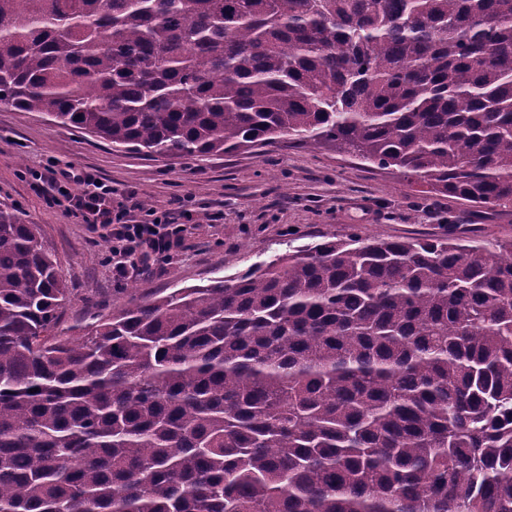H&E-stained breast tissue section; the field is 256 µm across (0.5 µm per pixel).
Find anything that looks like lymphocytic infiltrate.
I'll use <instances>...</instances> for the list:
<instances>
[{
	"mask_svg": "<svg viewBox=\"0 0 512 512\" xmlns=\"http://www.w3.org/2000/svg\"><path fill=\"white\" fill-rule=\"evenodd\" d=\"M32 179L34 189L43 193L50 206L106 229L113 243L112 267L120 274L148 271L182 241L184 225L155 218L139 220L133 209L113 208L111 185L86 170L51 164L33 173Z\"/></svg>",
	"mask_w": 512,
	"mask_h": 512,
	"instance_id": "1",
	"label": "lymphocytic infiltrate"
}]
</instances>
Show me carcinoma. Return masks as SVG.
<instances>
[{
	"mask_svg": "<svg viewBox=\"0 0 512 512\" xmlns=\"http://www.w3.org/2000/svg\"><path fill=\"white\" fill-rule=\"evenodd\" d=\"M2 102L512 204V0H0ZM73 301L0 210V512H512V239L352 232L71 334Z\"/></svg>",
	"mask_w": 512,
	"mask_h": 512,
	"instance_id": "cac0c4a2",
	"label": "carcinoma"
}]
</instances>
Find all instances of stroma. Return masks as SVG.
<instances>
[{"label": "stroma", "mask_w": 512, "mask_h": 512, "mask_svg": "<svg viewBox=\"0 0 512 512\" xmlns=\"http://www.w3.org/2000/svg\"><path fill=\"white\" fill-rule=\"evenodd\" d=\"M50 159L109 182L113 206L143 207L171 224L184 223L174 205L183 199L193 220L177 253L150 274L113 278L108 238L33 189L30 171ZM0 208L41 225L76 296L63 318L67 325L84 316L83 298L114 312L158 291L259 266L289 245L325 236L512 238V205L490 211L451 196L427 198L398 171L375 168L329 144L288 139L204 160H168L112 147L6 104H0Z\"/></svg>", "instance_id": "1"}]
</instances>
